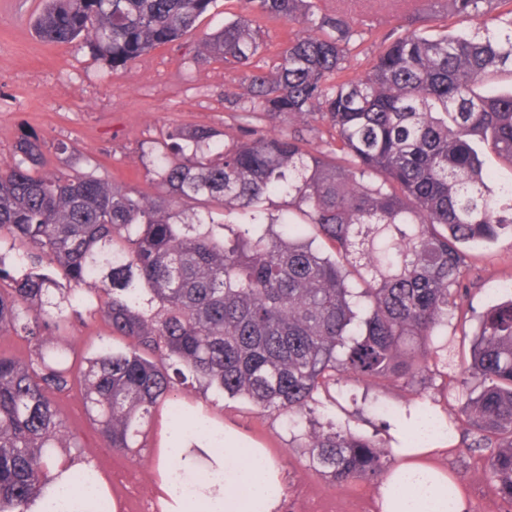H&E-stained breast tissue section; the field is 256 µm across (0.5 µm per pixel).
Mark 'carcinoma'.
Masks as SVG:
<instances>
[{
	"mask_svg": "<svg viewBox=\"0 0 512 512\" xmlns=\"http://www.w3.org/2000/svg\"><path fill=\"white\" fill-rule=\"evenodd\" d=\"M240 3L194 59L240 73L229 111L288 131L227 147L211 127L180 131L185 144L151 154L153 195L47 173L37 138L0 161V337L30 347L0 351V512H29L56 450L81 448L56 401L76 383L103 440L130 454L191 381L286 417L336 485L382 475L372 439L303 427L315 395L338 376L370 386L450 366L433 336L468 292L460 246L512 237V183L486 168L489 155L512 168V0H450L432 33L383 38L359 71L345 18L313 0ZM216 4L44 0L33 27L125 67ZM258 18L303 25L268 66ZM317 119L326 151L303 134ZM86 291L124 345L77 365L53 332ZM476 320L466 401L443 431L469 429L512 502V298Z\"/></svg>",
	"mask_w": 512,
	"mask_h": 512,
	"instance_id": "1",
	"label": "carcinoma"
}]
</instances>
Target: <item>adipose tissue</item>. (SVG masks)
I'll list each match as a JSON object with an SVG mask.
<instances>
[{
    "mask_svg": "<svg viewBox=\"0 0 512 512\" xmlns=\"http://www.w3.org/2000/svg\"><path fill=\"white\" fill-rule=\"evenodd\" d=\"M392 422L398 444L381 484L379 512H467L464 494L449 497L452 476L437 462L448 452L441 416L416 405L397 412ZM165 440L159 488L170 512H278L283 472L266 449H250L245 465L238 460V435L230 428L215 444L194 440L173 423ZM243 484L250 487L245 496L237 492Z\"/></svg>",
    "mask_w": 512,
    "mask_h": 512,
    "instance_id": "1",
    "label": "adipose tissue"
}]
</instances>
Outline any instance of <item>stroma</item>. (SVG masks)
<instances>
[{"instance_id": "35a3bbf8", "label": "stroma", "mask_w": 512, "mask_h": 512, "mask_svg": "<svg viewBox=\"0 0 512 512\" xmlns=\"http://www.w3.org/2000/svg\"><path fill=\"white\" fill-rule=\"evenodd\" d=\"M319 13L341 15L363 32L362 52L373 53L379 36L398 26L420 28L428 16L426 0H315ZM40 0H0V159L13 153L17 141L36 135L44 145L45 169L50 173H91L146 192H154L155 175L144 152L161 145L179 130L206 125L224 132L246 126L247 137L266 134V120L241 123L228 112L224 93L236 76L223 63L194 60L203 32L221 29L226 15L216 5L196 31L150 50L134 63L111 68L84 47L42 41L33 29ZM66 143L60 151L58 143ZM462 271L470 288L464 303L471 318L448 323L452 364L448 372L433 371L412 383L384 387L340 380L319 393L311 417L313 426L333 421L391 447L390 419L375 412L374 401L397 408L427 404L441 414L457 412L463 402L462 363L469 356L475 314L512 294V238L503 236L483 245L464 246ZM60 333L77 354L91 356L111 343L103 317L81 310L71 315ZM177 401L194 408L216 426H233L246 443L269 448L283 470L286 496L279 512H316L325 505L335 512H378L380 482L362 479L338 486L319 474L309 451L297 447L284 417L260 411L247 400L218 396L199 385L179 388ZM70 428L83 445L82 455L99 465L117 462L118 495L137 497L140 487L156 486L169 412L160 407L147 428L143 446L128 455L105 445L89 420L79 390L60 396ZM471 436L455 432L452 449L442 463L454 474L468 500L470 512H512L485 475Z\"/></svg>"}]
</instances>
